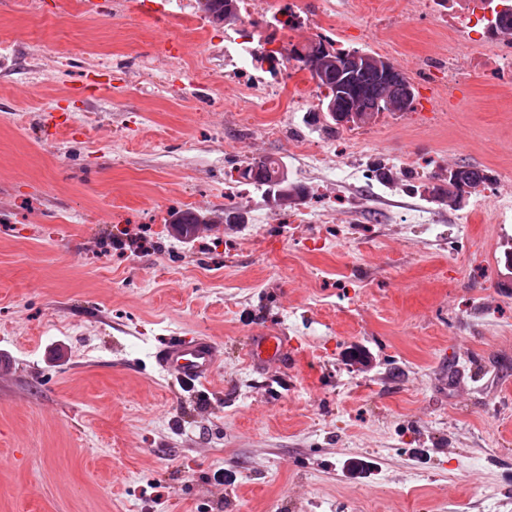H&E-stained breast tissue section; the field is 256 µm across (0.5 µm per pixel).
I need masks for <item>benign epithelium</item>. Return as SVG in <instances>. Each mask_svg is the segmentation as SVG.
Masks as SVG:
<instances>
[{
  "instance_id": "7a95c632",
  "label": "benign epithelium",
  "mask_w": 512,
  "mask_h": 512,
  "mask_svg": "<svg viewBox=\"0 0 512 512\" xmlns=\"http://www.w3.org/2000/svg\"><path fill=\"white\" fill-rule=\"evenodd\" d=\"M314 83L328 75L336 74V97L321 103L324 116L336 120L342 127H355L373 122L384 112H409L413 107V86L405 74L387 59L367 52L352 53L349 60L326 57L308 64ZM368 71L373 81L365 82L359 74ZM448 180V193L434 196L435 201L450 207L459 205L470 188L455 189L458 169L454 168L440 177Z\"/></svg>"
}]
</instances>
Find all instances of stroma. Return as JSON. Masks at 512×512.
<instances>
[{"instance_id": "35a3bbf8", "label": "stroma", "mask_w": 512, "mask_h": 512, "mask_svg": "<svg viewBox=\"0 0 512 512\" xmlns=\"http://www.w3.org/2000/svg\"><path fill=\"white\" fill-rule=\"evenodd\" d=\"M17 2L0 8V512H512V48L482 0H291L286 42L376 53L416 87L412 111L335 131L293 60L275 102L240 109L224 37L267 19ZM162 32L166 67L146 70ZM452 53L470 66L451 82ZM203 60L222 107L184 89ZM267 156L295 204L225 180ZM467 164L493 181L460 207L425 192ZM179 210L240 221L185 240ZM265 329L294 357L261 372L243 353ZM177 336L223 346L208 383L157 366Z\"/></svg>"}]
</instances>
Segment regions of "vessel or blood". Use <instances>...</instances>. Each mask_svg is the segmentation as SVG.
Wrapping results in <instances>:
<instances>
[{
  "instance_id": "vessel-or-blood-1",
  "label": "vessel or blood",
  "mask_w": 512,
  "mask_h": 512,
  "mask_svg": "<svg viewBox=\"0 0 512 512\" xmlns=\"http://www.w3.org/2000/svg\"><path fill=\"white\" fill-rule=\"evenodd\" d=\"M256 370L280 365L288 359V339L278 333L265 332L251 337L246 352ZM155 360L173 380L190 384L210 377L224 360L223 348L206 336H182L159 350Z\"/></svg>"
}]
</instances>
